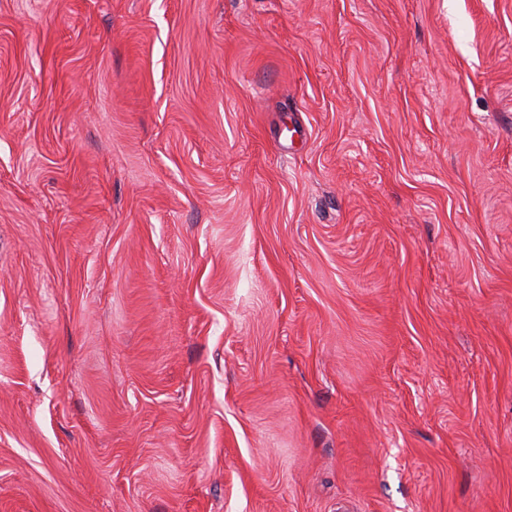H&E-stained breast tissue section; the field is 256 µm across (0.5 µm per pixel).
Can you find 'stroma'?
<instances>
[{"label":"stroma","instance_id":"35a3bbf8","mask_svg":"<svg viewBox=\"0 0 512 512\" xmlns=\"http://www.w3.org/2000/svg\"><path fill=\"white\" fill-rule=\"evenodd\" d=\"M0 512H512V0H0Z\"/></svg>","mask_w":512,"mask_h":512}]
</instances>
